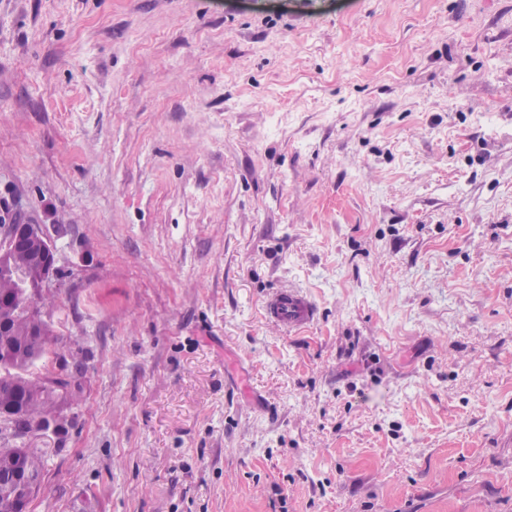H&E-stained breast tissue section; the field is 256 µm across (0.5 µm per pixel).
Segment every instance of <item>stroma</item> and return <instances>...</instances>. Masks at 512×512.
<instances>
[{"label": "stroma", "mask_w": 512, "mask_h": 512, "mask_svg": "<svg viewBox=\"0 0 512 512\" xmlns=\"http://www.w3.org/2000/svg\"><path fill=\"white\" fill-rule=\"evenodd\" d=\"M0 200L92 353L31 512H512V0H0ZM265 318L288 331L311 325L317 317L314 301L295 288L281 289L264 302Z\"/></svg>", "instance_id": "35a3bbf8"}]
</instances>
